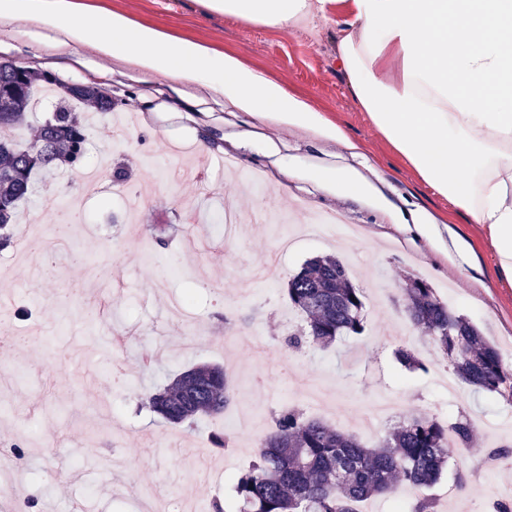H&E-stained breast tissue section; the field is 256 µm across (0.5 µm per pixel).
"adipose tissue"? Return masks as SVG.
<instances>
[{
    "instance_id": "adipose-tissue-1",
    "label": "adipose tissue",
    "mask_w": 512,
    "mask_h": 512,
    "mask_svg": "<svg viewBox=\"0 0 512 512\" xmlns=\"http://www.w3.org/2000/svg\"><path fill=\"white\" fill-rule=\"evenodd\" d=\"M249 24L328 20L332 0H201ZM0 19L29 21L62 41L100 31L105 57L211 88L261 118L302 123L336 140L343 129L236 56L102 14L86 0H0ZM337 62L362 111L419 176L483 225L512 285V0H352L336 24Z\"/></svg>"
}]
</instances>
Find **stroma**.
I'll use <instances>...</instances> for the list:
<instances>
[{
	"mask_svg": "<svg viewBox=\"0 0 512 512\" xmlns=\"http://www.w3.org/2000/svg\"><path fill=\"white\" fill-rule=\"evenodd\" d=\"M220 52L305 98L341 125L342 143L302 124L262 120L243 111L206 83L140 68L128 58H106L95 45L66 44L51 30L0 21V59L47 70L66 82H96L112 97L108 112L88 115L89 156L101 163V192L87 203V218L73 225L88 249L77 256L56 247L50 256L0 251V286L32 289L33 299L12 302L9 330L27 335L0 354V451L19 453L15 469L0 470V512H146L150 503H172L186 512L195 497L228 500L239 471L255 447L238 436L235 448L211 450L209 434L244 406L271 409L299 404L301 378L329 387L326 408H310L336 429L356 432L368 405L393 396L402 412L443 419L458 412L482 416L468 454L451 453L433 492L452 512H488L512 500V466H485L456 492L461 457L479 460L484 449L512 446V404L458 384L448 394L437 380L444 361L425 372L401 367L394 351L414 347L419 335L399 307L404 272L426 278L449 306L480 326L512 364V287L498 274L480 225L458 213L389 144L351 96L336 64V31L322 25L269 28L201 12L194 0H89ZM127 127L113 145L112 127ZM233 158L236 174L211 167L206 188L195 180L161 179L163 169L186 164V151ZM124 165L127 184L146 182L156 192L137 215L116 197L109 176ZM77 170L38 175L36 204L22 205L13 227L22 238L54 224L49 207L79 194ZM235 196L240 220L224 221V199ZM335 213L356 236L338 240L299 237L264 278L256 265L276 252L278 227L252 222L254 213ZM339 252L366 297L367 333L341 338L327 349L288 344L281 288L312 257ZM178 271L167 287L162 271ZM257 336L285 359L260 363L237 332ZM223 364L237 399L222 419L193 429L174 427L148 408L144 395L180 368ZM213 468L203 493L187 484L198 456Z\"/></svg>",
	"mask_w": 512,
	"mask_h": 512,
	"instance_id": "stroma-1",
	"label": "stroma"
}]
</instances>
